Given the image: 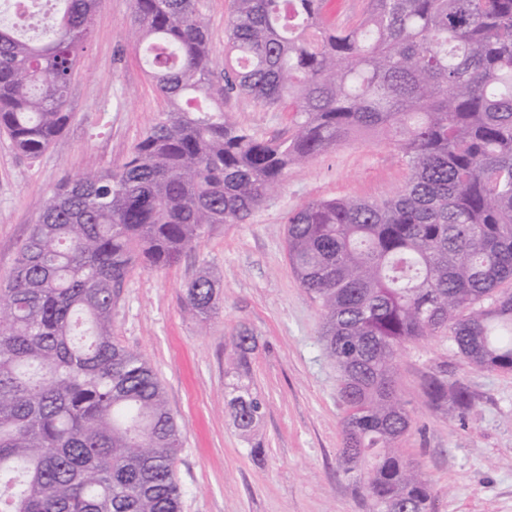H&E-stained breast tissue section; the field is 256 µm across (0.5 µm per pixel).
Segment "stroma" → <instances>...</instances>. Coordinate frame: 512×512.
Here are the masks:
<instances>
[{
    "label": "stroma",
    "mask_w": 512,
    "mask_h": 512,
    "mask_svg": "<svg viewBox=\"0 0 512 512\" xmlns=\"http://www.w3.org/2000/svg\"><path fill=\"white\" fill-rule=\"evenodd\" d=\"M131 0H103L69 96L71 119L38 158L0 135V281L45 199L63 180L120 164L165 109L130 34ZM224 111L266 139L292 131L285 112H263L247 98ZM101 130H93L98 116ZM409 178L401 154L375 137L329 149L290 167L281 188L240 224L212 225L171 266L134 269L113 312V332L149 360L183 436L175 469L182 512H366L344 474L337 372L324 355L318 304L300 284L285 249L287 217L308 202L382 200ZM221 278L219 310L199 325L185 305L204 270ZM248 332L247 367L266 414L238 429L225 389L233 368L231 336ZM433 377L473 396L448 416L423 395ZM398 395L410 413L399 441L430 481L434 512H512V371L469 365L447 335L401 347ZM259 456H251V449Z\"/></svg>",
    "instance_id": "obj_1"
}]
</instances>
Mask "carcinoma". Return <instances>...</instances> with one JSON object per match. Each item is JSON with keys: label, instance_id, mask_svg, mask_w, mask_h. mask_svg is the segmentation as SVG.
I'll list each match as a JSON object with an SVG mask.
<instances>
[{"label": "carcinoma", "instance_id": "obj_1", "mask_svg": "<svg viewBox=\"0 0 512 512\" xmlns=\"http://www.w3.org/2000/svg\"><path fill=\"white\" fill-rule=\"evenodd\" d=\"M28 29L0 23V134L38 158L71 119L68 98L101 0H56ZM326 0H231L224 68L199 0H132L131 36L166 103L119 165L59 184L0 283V512H181L182 431L151 364L112 315L138 264L171 265L214 224H240L288 169L364 135L410 171L382 201L316 200L288 216L286 251L318 303L336 365L345 474L368 512H433L397 444L411 427L395 359L446 334L471 365L512 371V0H368L358 20ZM244 96L289 112L262 138L224 114ZM220 278L185 291L207 321ZM239 429L265 402L236 384ZM428 401L460 416V383Z\"/></svg>", "mask_w": 512, "mask_h": 512}]
</instances>
